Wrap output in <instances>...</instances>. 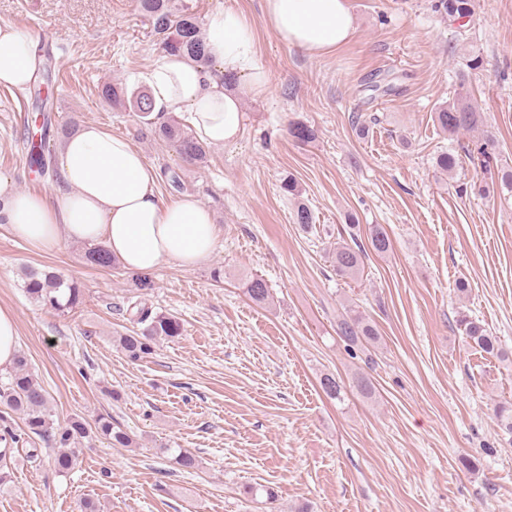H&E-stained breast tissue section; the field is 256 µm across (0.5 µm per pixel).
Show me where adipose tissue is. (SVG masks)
Returning a JSON list of instances; mask_svg holds the SVG:
<instances>
[{
	"instance_id": "obj_1",
	"label": "adipose tissue",
	"mask_w": 512,
	"mask_h": 512,
	"mask_svg": "<svg viewBox=\"0 0 512 512\" xmlns=\"http://www.w3.org/2000/svg\"><path fill=\"white\" fill-rule=\"evenodd\" d=\"M264 19L281 42L313 56L336 51L356 30L350 0H264ZM206 48L209 67L162 52L137 79L156 111L182 114L201 143L221 146L244 127L236 81L260 96L270 76L257 61L255 28L242 11L221 7L210 13ZM37 65L33 38L0 24V86L26 88ZM158 178L127 138L85 123L62 142L51 195L20 191L0 174V222L44 252L65 241L102 245L135 274L168 263L197 266L213 253L218 226L194 196L162 200Z\"/></svg>"
}]
</instances>
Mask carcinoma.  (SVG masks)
<instances>
[{"instance_id": "cac0c4a2", "label": "carcinoma", "mask_w": 512, "mask_h": 512, "mask_svg": "<svg viewBox=\"0 0 512 512\" xmlns=\"http://www.w3.org/2000/svg\"><path fill=\"white\" fill-rule=\"evenodd\" d=\"M138 3L140 11L149 22L159 50L184 55L205 66L210 64L199 17L190 11L183 0H138ZM473 7V0H437L434 4L436 11L452 20L469 17ZM101 95L114 105H127L133 109L139 122L154 138L175 145L184 160L195 165L206 163V145L200 143L192 130L174 117L160 119V116L154 113V104L147 92L129 93L126 88L117 87L107 81L101 85ZM51 96V82L34 86L33 109L37 112L46 111ZM435 121L442 132L453 138L463 131L468 132L478 127L481 113L461 98L436 112ZM47 135L48 129L45 128L39 138L31 140L30 143V164L43 172L53 166L52 157L45 155ZM492 147L493 141L488 138L478 149L480 165L486 172L495 170L497 180L504 186L512 187V168L494 166L496 157ZM367 239L366 246L359 243L353 246L347 242L336 243V247L329 252V257L337 274L355 277L363 269L366 250L383 254L390 248L389 236L380 224L369 227ZM86 260L98 267L115 265V260L101 246L88 249ZM23 288L33 302L63 315L77 308L83 299L79 285L56 272L28 268L25 271ZM246 291L249 298L259 304L266 302L270 297L267 283L257 274L247 279ZM130 315L132 328L118 333L112 337V341L132 361L150 357L155 352L157 341L175 339L182 335V325L178 317L154 311L141 301L131 304ZM457 323L463 327L467 343L498 359L512 358V352L503 348L497 337L478 320L462 313ZM336 335L344 342L347 350L353 353L377 342L378 330L364 316L347 310L336 319ZM321 386L328 397L339 401L344 399L345 386L334 376H324L321 379ZM12 413L22 416L28 433L56 445L54 464L58 470L67 471L77 464L75 444L88 434L86 424L79 419H72L64 425L54 423L45 391L32 373L27 357L19 353L10 368L7 382L0 384V442L4 443V448L0 450V490L4 489L7 483V472L4 468L8 467V460L12 457V445L21 440V435L14 432L8 418ZM493 416L499 429L504 434L512 436V401L505 399L494 404ZM95 430L114 446L128 448L132 444L130 435L105 417L96 421ZM170 462L182 470L193 469L198 464L196 456L183 448L171 454Z\"/></svg>"}]
</instances>
